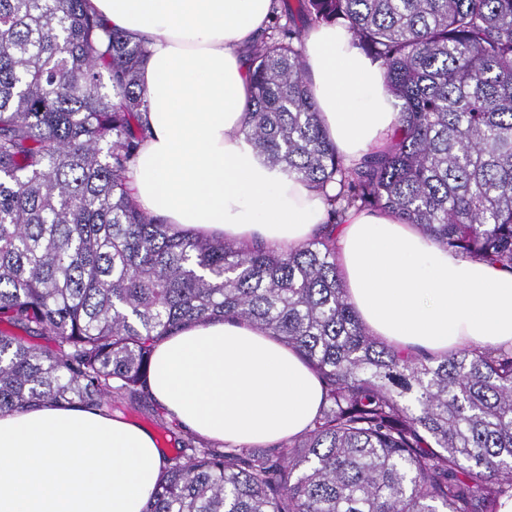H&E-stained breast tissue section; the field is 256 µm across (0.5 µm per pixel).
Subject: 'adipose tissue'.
<instances>
[{"label": "adipose tissue", "instance_id": "adipose-tissue-1", "mask_svg": "<svg viewBox=\"0 0 512 512\" xmlns=\"http://www.w3.org/2000/svg\"><path fill=\"white\" fill-rule=\"evenodd\" d=\"M272 0H90L145 42L150 135L129 173L141 208L205 236L275 247L311 239L323 195L267 166L245 137L249 49ZM322 125L347 162L386 147L398 110L383 70L339 25L304 37ZM336 264L371 334L409 351L512 346V270L462 258L385 211H349ZM149 388L169 418L213 442L302 434L323 400L295 349L245 324L211 321L155 349ZM164 464L152 431L103 410L44 406L0 415V512H142Z\"/></svg>", "mask_w": 512, "mask_h": 512}]
</instances>
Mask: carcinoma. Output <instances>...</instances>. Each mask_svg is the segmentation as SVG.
<instances>
[{"label": "carcinoma", "mask_w": 512, "mask_h": 512, "mask_svg": "<svg viewBox=\"0 0 512 512\" xmlns=\"http://www.w3.org/2000/svg\"><path fill=\"white\" fill-rule=\"evenodd\" d=\"M335 23L400 107L389 148L354 165L302 60L304 29ZM146 56L88 0H0V414L147 410L158 342L247 323L317 372L313 427L268 448L186 433L143 512H500L512 348L411 355L379 341L348 299L334 231L351 209L389 210L512 267V0H273L247 139L283 175L336 185L331 231L287 248L178 231L132 197Z\"/></svg>", "instance_id": "carcinoma-1"}]
</instances>
